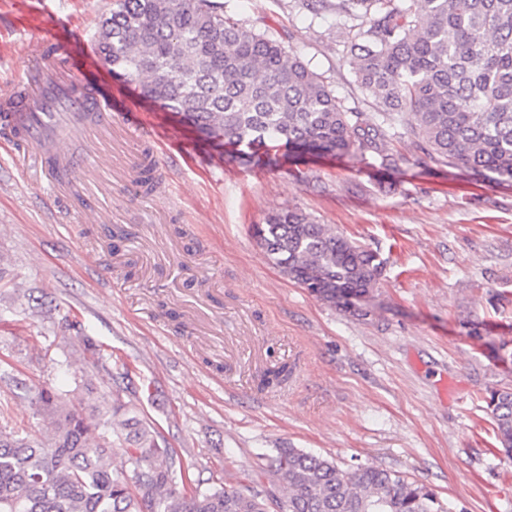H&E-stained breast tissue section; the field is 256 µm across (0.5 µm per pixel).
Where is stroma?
<instances>
[{
  "instance_id": "stroma-1",
  "label": "stroma",
  "mask_w": 512,
  "mask_h": 512,
  "mask_svg": "<svg viewBox=\"0 0 512 512\" xmlns=\"http://www.w3.org/2000/svg\"><path fill=\"white\" fill-rule=\"evenodd\" d=\"M109 3L0 0V87L36 35L23 12L89 46ZM223 3L298 55L345 109L382 123L384 105L349 64L359 20L300 0ZM101 79L192 146V159L174 153L156 169L182 207L133 196L109 162L130 146L105 139L90 180L111 182L110 220L53 223L48 185L0 146V427L45 437L51 418L35 397L50 386L87 405L118 399L191 481L260 494L267 512H282L283 490L264 474L280 448L401 472L457 512H512V460L485 402L512 388V359L494 348L512 340V181L434 161L399 125L395 168L371 148L245 165L135 85ZM288 207L378 253L382 274L359 312L309 295L252 238ZM88 338L98 360L83 352ZM276 363L292 378L259 391L256 376Z\"/></svg>"
}]
</instances>
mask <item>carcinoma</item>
Here are the masks:
<instances>
[{
    "instance_id": "1",
    "label": "carcinoma",
    "mask_w": 512,
    "mask_h": 512,
    "mask_svg": "<svg viewBox=\"0 0 512 512\" xmlns=\"http://www.w3.org/2000/svg\"><path fill=\"white\" fill-rule=\"evenodd\" d=\"M306 8L364 19L349 64L368 94L406 126L428 157L490 180L512 181V0H302ZM95 49L112 74L188 119L242 161L282 150L344 156L388 137L351 112L326 81L277 40L257 33L213 0H113ZM150 153L140 187L154 185ZM256 243L286 277L333 307L356 312L383 262L299 208L253 227ZM293 368H266L265 390ZM46 439L0 428V512H266L265 500L234 486L177 488L174 451L153 428L107 398L86 413L68 394L42 389ZM502 452L512 457V389L489 393ZM120 447L125 469L111 468ZM268 473L287 495L283 512H453L435 490L387 469L278 448Z\"/></svg>"
}]
</instances>
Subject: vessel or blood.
<instances>
[{
	"label": "vessel or blood",
	"instance_id": "vessel-or-blood-1",
	"mask_svg": "<svg viewBox=\"0 0 512 512\" xmlns=\"http://www.w3.org/2000/svg\"><path fill=\"white\" fill-rule=\"evenodd\" d=\"M18 56L22 68L17 82L0 90V142L31 143L37 170L53 188L82 195L83 180L96 165L92 155L71 152L69 142L76 134L92 139L118 130L178 145L174 131H153L123 97L103 95L86 76L87 50L64 45L56 28L41 26Z\"/></svg>",
	"mask_w": 512,
	"mask_h": 512
}]
</instances>
